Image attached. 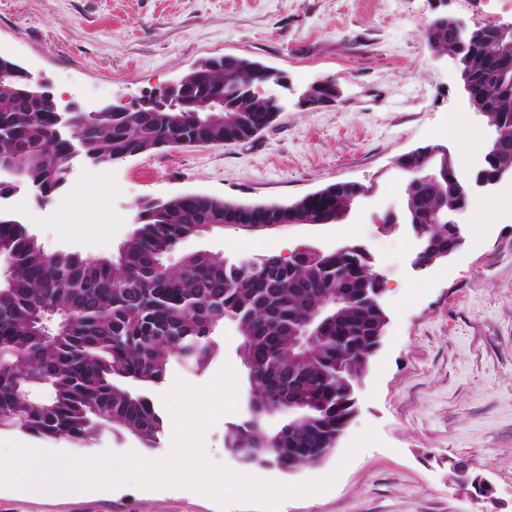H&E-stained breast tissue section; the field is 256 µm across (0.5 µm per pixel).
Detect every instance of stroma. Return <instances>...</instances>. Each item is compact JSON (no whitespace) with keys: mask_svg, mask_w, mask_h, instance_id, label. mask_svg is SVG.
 Segmentation results:
<instances>
[{"mask_svg":"<svg viewBox=\"0 0 512 512\" xmlns=\"http://www.w3.org/2000/svg\"><path fill=\"white\" fill-rule=\"evenodd\" d=\"M465 26L512 23V0H0V55L45 77L57 96L85 109L131 99L173 84L198 62L250 57L282 71L287 88L273 125L245 143L172 147L98 169L75 158L60 196L79 191L69 209L26 192L18 215L47 250L85 257L115 252L135 227L137 201L203 194L225 201L286 204L345 181L374 184L373 196L339 224H291L245 231L227 227L180 243L170 255L208 250L229 260L244 250L284 256L300 245H368L384 279L389 323L371 366L356 386V412L322 464L286 474L244 467L224 441L244 410L223 414L204 437L209 459L237 472L294 484L342 473L326 492L284 500L279 512H512V185L506 204L483 215L475 194L460 217L465 247L448 262L415 270L414 237L381 230L377 219L404 202L399 156L443 144L461 162L490 132L472 112L451 59L431 53L423 32L437 16ZM334 79V104L302 109L299 95ZM457 113L464 136L449 135ZM220 355L202 372L173 366L151 387L159 401L175 379L209 383L231 365L238 396L247 381L232 325L217 334ZM374 427L378 444L348 465L353 438ZM172 421L156 448L103 433L86 447L0 431V441L71 454L134 451L146 458L170 450ZM462 461L490 488L475 499L453 480ZM0 512H220L187 488L133 485L95 495L24 497L0 487Z\"/></svg>","mask_w":512,"mask_h":512,"instance_id":"stroma-1","label":"stroma"}]
</instances>
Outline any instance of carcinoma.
<instances>
[{
	"label": "carcinoma",
	"mask_w": 512,
	"mask_h": 512,
	"mask_svg": "<svg viewBox=\"0 0 512 512\" xmlns=\"http://www.w3.org/2000/svg\"><path fill=\"white\" fill-rule=\"evenodd\" d=\"M498 30L466 35L462 55L477 96L503 132L497 160L512 163V58L497 55ZM435 54L458 48L445 17L425 31ZM279 72L242 56L208 59L182 77L187 107L164 112L128 110L119 102L97 112L59 118L55 100L32 98L0 82V159L19 162L23 182L50 198L66 180L74 144L95 166L175 146L247 141L268 128L279 105L250 94L249 82L278 84ZM227 97L209 120L210 101ZM408 216L438 247L452 226L434 222L446 207L467 200L444 184L408 180ZM354 183L329 185L291 203L257 206L185 194L136 204L137 227L110 257L47 250L16 219H0V253L11 258L0 275V353L16 362L0 370V430L85 446L104 430L152 448L164 420L145 390L162 383L173 363L204 370L219 354L216 333L235 319L242 362L261 385L260 400L297 414L276 431L246 417L225 444L288 473L323 463L354 411V383L366 371L380 339L384 310L373 291L375 271L356 253L303 256L259 269L224 265L205 250L167 262L186 239L246 221L261 209L277 224L341 222L336 202L355 198ZM342 301L312 341L298 350L311 312ZM45 385L42 400L21 401L22 385Z\"/></svg>",
	"instance_id": "obj_1"
}]
</instances>
